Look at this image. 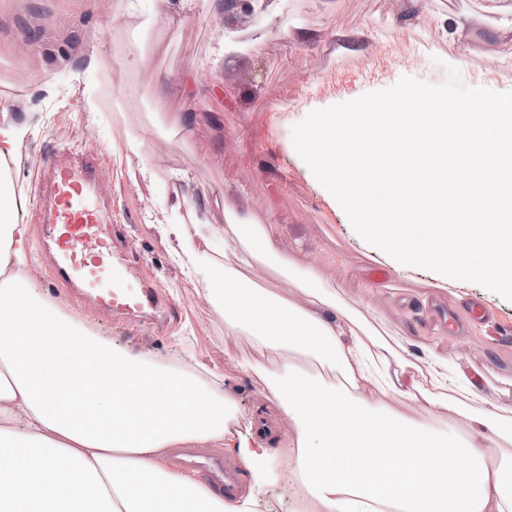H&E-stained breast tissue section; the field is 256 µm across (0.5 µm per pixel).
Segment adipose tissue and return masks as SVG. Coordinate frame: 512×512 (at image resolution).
<instances>
[{"instance_id":"ef3b65f1","label":"adipose tissue","mask_w":512,"mask_h":512,"mask_svg":"<svg viewBox=\"0 0 512 512\" xmlns=\"http://www.w3.org/2000/svg\"><path fill=\"white\" fill-rule=\"evenodd\" d=\"M15 192L0 186V271L25 262L27 227ZM183 273L224 316V333L248 335L257 353L244 371L289 426L287 481L319 512H512V407L477 399L475 379L432 355L416 365L336 302L314 269L278 251L251 209L224 205V221L162 225ZM224 260L200 267L214 241ZM274 268L280 296L246 267ZM30 280L0 282V512H254L228 505L174 468L168 448L223 447L271 481L273 448L224 442L232 410L196 374L147 360L38 301ZM317 367L299 372V361ZM336 372L340 383L327 381ZM407 404L470 430L437 435L393 411Z\"/></svg>"}]
</instances>
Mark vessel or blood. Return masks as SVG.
Returning a JSON list of instances; mask_svg holds the SVG:
<instances>
[{
  "label": "vessel or blood",
  "mask_w": 512,
  "mask_h": 512,
  "mask_svg": "<svg viewBox=\"0 0 512 512\" xmlns=\"http://www.w3.org/2000/svg\"><path fill=\"white\" fill-rule=\"evenodd\" d=\"M36 205L42 237L58 287L79 307L91 304L113 315L165 322L167 307L156 282L139 275L133 255L112 233V209L98 201L101 171L86 157L52 159ZM177 461L197 472L225 502L237 499V479L210 449L178 448Z\"/></svg>",
  "instance_id": "b4317fda"
}]
</instances>
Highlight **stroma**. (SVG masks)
<instances>
[{
  "label": "stroma",
  "instance_id": "obj_1",
  "mask_svg": "<svg viewBox=\"0 0 512 512\" xmlns=\"http://www.w3.org/2000/svg\"><path fill=\"white\" fill-rule=\"evenodd\" d=\"M194 9L173 6L167 26L152 22L155 0H0V113L29 120L30 130L7 178L19 196L18 219L28 227V270L34 288L61 312L115 343L170 366L198 362L235 412L224 436L252 435L258 417L277 416L263 381L240 363L253 357L248 336L226 337L224 318L173 264L158 225L160 201L172 193L171 173L190 174L202 190L199 217L224 221V197L245 193L258 222H272L282 256L312 265L337 300L359 310L374 326L408 342L407 357L427 349L475 374L479 396L512 406V343L492 341L477 324L448 332L438 312L461 313L483 303L498 321L512 322V301L470 282L459 295L435 289L432 271L394 270L386 253L369 246L342 207L324 198L294 153L292 128L312 104L344 103L368 88H388L411 76L431 85L447 78L459 59L464 85L512 88V0H237L232 11L196 0ZM465 13L471 25L460 39L442 36L443 18ZM254 30L244 52L218 58L227 26ZM149 57L154 76L172 86L163 107L143 97V75L114 67V55ZM97 70H88L91 57ZM95 111H87V99ZM158 133L149 154L152 182L135 178L126 143L140 128ZM101 143L99 160L111 168L99 183L111 204L124 245L141 261L182 317L158 330L138 320L82 312L57 288L48 261L36 249L31 219L48 156ZM388 269L385 282L374 267ZM256 512H317L286 485L256 493Z\"/></svg>",
  "mask_w": 512,
  "mask_h": 512
}]
</instances>
